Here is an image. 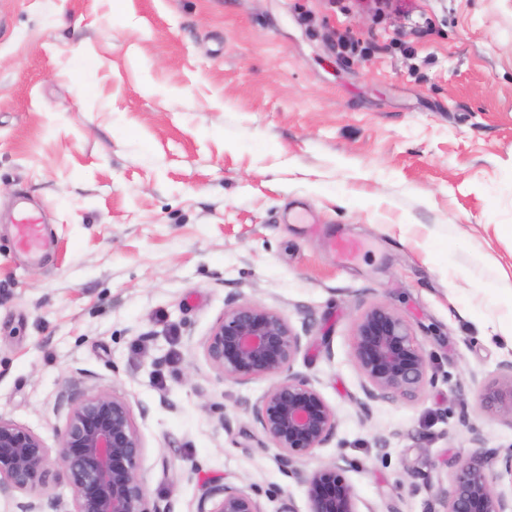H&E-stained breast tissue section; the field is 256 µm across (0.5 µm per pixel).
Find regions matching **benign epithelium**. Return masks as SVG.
<instances>
[{
  "mask_svg": "<svg viewBox=\"0 0 512 512\" xmlns=\"http://www.w3.org/2000/svg\"><path fill=\"white\" fill-rule=\"evenodd\" d=\"M303 336L279 311L229 299L224 317L202 341L218 378L245 383L257 378L276 382L251 407L255 422L278 449L284 474H297L295 463L322 447L336 431V411L306 378L291 373ZM354 356L366 396L414 399L428 379V363L411 329L396 310L375 303L357 318ZM485 406L512 424V362L483 384ZM57 479L73 490L71 508L52 499L53 512H162L147 506L142 469L143 442L129 403L108 391L82 398L68 412L55 449ZM50 449L39 435L0 416V494H22L20 512H45L40 491L49 478ZM512 477V454L503 470L488 471L479 459L456 462L442 492L444 512H512V495L498 487ZM309 512H357L353 486L339 464L322 467L306 479ZM196 512H262L247 492L225 486L207 491Z\"/></svg>",
  "mask_w": 512,
  "mask_h": 512,
  "instance_id": "benign-epithelium-1",
  "label": "benign epithelium"
}]
</instances>
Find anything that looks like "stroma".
<instances>
[{
  "instance_id": "1",
  "label": "stroma",
  "mask_w": 512,
  "mask_h": 512,
  "mask_svg": "<svg viewBox=\"0 0 512 512\" xmlns=\"http://www.w3.org/2000/svg\"><path fill=\"white\" fill-rule=\"evenodd\" d=\"M395 2L0 0V416L53 449L74 402L122 396L163 512L226 485L308 512L336 462L359 512H441L457 460L501 471L481 384L512 362V0ZM232 296L303 332L292 371L336 411L297 475L243 408L273 379L205 357ZM379 302L429 364L415 400L364 393ZM44 227L35 217L23 215L17 224L19 246L29 251H38L44 243Z\"/></svg>"
}]
</instances>
